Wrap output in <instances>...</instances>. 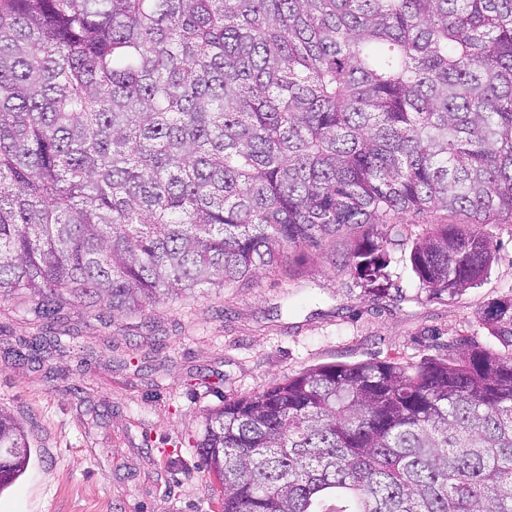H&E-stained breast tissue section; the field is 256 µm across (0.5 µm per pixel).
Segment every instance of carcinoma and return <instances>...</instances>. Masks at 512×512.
Segmentation results:
<instances>
[{
  "label": "carcinoma",
  "instance_id": "obj_1",
  "mask_svg": "<svg viewBox=\"0 0 512 512\" xmlns=\"http://www.w3.org/2000/svg\"><path fill=\"white\" fill-rule=\"evenodd\" d=\"M481 284L512 221V0H0V301L144 312L349 240ZM512 343V298L485 314ZM221 512H512V355L288 376L204 413ZM0 408V490L27 469Z\"/></svg>",
  "mask_w": 512,
  "mask_h": 512
}]
</instances>
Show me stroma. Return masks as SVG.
<instances>
[{
    "label": "stroma",
    "instance_id": "1",
    "mask_svg": "<svg viewBox=\"0 0 512 512\" xmlns=\"http://www.w3.org/2000/svg\"><path fill=\"white\" fill-rule=\"evenodd\" d=\"M412 224L390 246L393 286L365 292L316 253L237 288L202 289L143 314L70 305L68 333L38 365L15 351L42 335L36 303H0V408L29 436L26 472L0 491V512H219L220 486L199 466L204 410L329 363L415 366L447 344L507 356L483 311L512 295V223L490 224L497 253L484 282L430 298L412 270Z\"/></svg>",
    "mask_w": 512,
    "mask_h": 512
}]
</instances>
